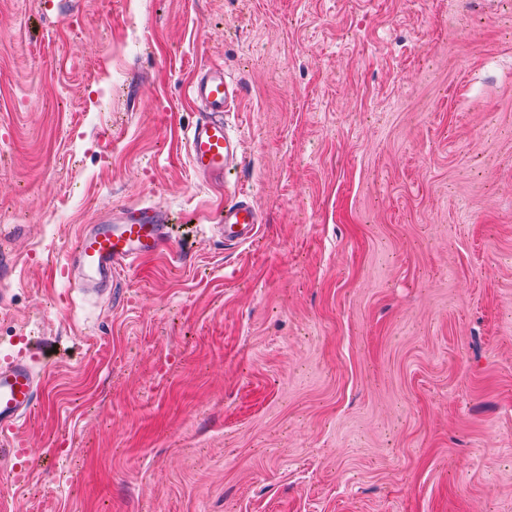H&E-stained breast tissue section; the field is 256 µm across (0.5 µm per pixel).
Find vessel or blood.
<instances>
[{"label": "vessel or blood", "instance_id": "b4317fda", "mask_svg": "<svg viewBox=\"0 0 512 512\" xmlns=\"http://www.w3.org/2000/svg\"><path fill=\"white\" fill-rule=\"evenodd\" d=\"M192 100L201 108L196 122L185 133L186 152L192 171L211 184L223 183L243 160L239 137L231 130L227 114L239 95V85L222 66L201 68L189 87ZM263 215L252 200L230 192L218 229L225 245L242 246L252 241ZM169 218L164 210L147 206L118 217L116 223L99 224L77 239L71 258L86 276L101 281L116 280L119 272L143 258L171 248ZM34 352L0 362V459L13 461L25 451L10 445L9 437L32 413L42 384Z\"/></svg>", "mask_w": 512, "mask_h": 512}]
</instances>
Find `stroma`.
Segmentation results:
<instances>
[{
	"instance_id": "1",
	"label": "stroma",
	"mask_w": 512,
	"mask_h": 512,
	"mask_svg": "<svg viewBox=\"0 0 512 512\" xmlns=\"http://www.w3.org/2000/svg\"><path fill=\"white\" fill-rule=\"evenodd\" d=\"M243 166L191 170L198 69ZM266 222L225 248L226 190ZM176 250L85 291L78 233ZM0 512H512V0H0ZM114 224H99L77 239L70 260L77 262L89 279L112 280L118 285L121 270L145 257L171 248L169 218L164 210L147 206L122 216ZM34 352L0 362V459L20 460L25 448H14L9 437L32 413L42 384V372L36 369Z\"/></svg>"
}]
</instances>
